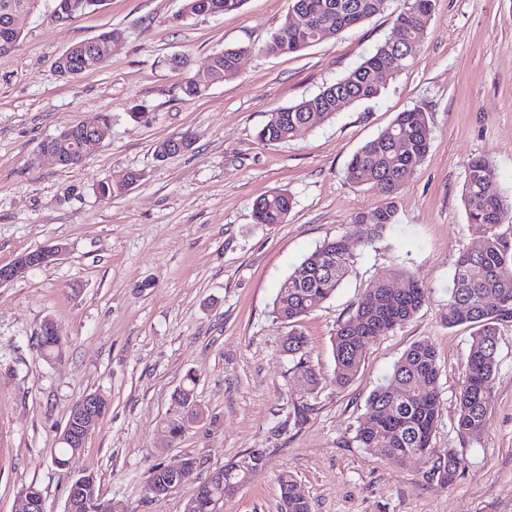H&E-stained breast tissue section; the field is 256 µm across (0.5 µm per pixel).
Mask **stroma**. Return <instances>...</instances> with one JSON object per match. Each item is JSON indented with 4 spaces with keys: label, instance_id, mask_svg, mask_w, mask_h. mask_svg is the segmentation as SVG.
<instances>
[{
    "label": "stroma",
    "instance_id": "1",
    "mask_svg": "<svg viewBox=\"0 0 512 512\" xmlns=\"http://www.w3.org/2000/svg\"><path fill=\"white\" fill-rule=\"evenodd\" d=\"M183 0H106L70 24L54 0L18 19L19 47L0 56V265L56 243L54 265L0 286V512H15L38 487L45 512H65L72 479L94 475L100 496L128 512H184L217 468L265 452L222 512H281L291 475L312 512H512V323L501 325L486 431L453 427L472 330L442 311L460 251L479 247L462 202L467 165L485 157L498 190L512 194V0H436L414 64L378 98L351 104L323 126L284 143L260 142L270 112L314 96L393 36L401 0L297 54L262 46L288 0H245L220 15L181 17ZM116 34L102 67L73 78L56 58L71 45ZM244 47L237 77L185 99V57ZM144 105L148 121H133ZM426 112L429 150L395 198L397 222L371 245L350 234L355 214L386 199L345 178L351 156L398 112ZM101 113L112 126L81 164L41 156L44 140ZM191 133L190 150L161 160L158 142ZM143 180L109 199L95 190L118 171ZM284 190L294 206L282 224H259L253 205ZM347 236L355 262L334 296L301 322L321 381L310 388L282 351L287 325L272 314L282 281L324 241ZM413 275L426 301L409 320L373 338L353 382L336 387L337 324L380 274ZM52 320L63 347L36 346ZM431 343L441 370L439 455L465 460L456 480L427 481L421 461L381 459L359 448L370 394L415 342ZM198 378L200 420L176 441L158 427L186 372ZM98 392L110 408L67 468L50 459L70 410ZM195 462L191 481L167 496L145 492L156 466Z\"/></svg>",
    "mask_w": 512,
    "mask_h": 512
}]
</instances>
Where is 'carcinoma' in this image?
<instances>
[{
	"mask_svg": "<svg viewBox=\"0 0 512 512\" xmlns=\"http://www.w3.org/2000/svg\"><path fill=\"white\" fill-rule=\"evenodd\" d=\"M62 8L78 5L76 17L102 5L105 0H54ZM387 0H289V13L273 32L261 51L273 54L301 52L327 36L357 25L380 13ZM244 0H183L184 15H218L240 8ZM435 8L434 0H404V7L394 21V37L379 45L359 66L343 79L301 102L276 109L259 130L263 142H286L302 129H314L344 107L372 100L381 94L378 72L392 74L412 65L418 56ZM301 24H296V19ZM82 53L77 46L71 54L60 55L56 71L71 77L73 55ZM238 49L225 48L212 55L209 71L199 77L186 70L183 94L193 99L212 85L238 74ZM83 135L81 124L63 126L48 146L59 157V165H76L71 145ZM180 146L170 147L171 141ZM165 139L156 146L162 159L189 150L192 135ZM431 127L428 115L419 108L397 113L392 123L375 138L363 144L347 164L348 182L361 186L376 184L386 193V202L372 213L370 222L356 214L352 221L355 235L372 242L389 224L396 223L394 198L414 174L429 149ZM136 170L120 171L99 182L96 193L108 199L125 192L142 180ZM494 172L489 161L475 157L467 166L463 185V203L468 223L481 234L480 246L460 252L449 290L448 304L442 318L450 327L469 324L476 328L463 366L457 396L454 428L464 437L480 435L488 425L492 405L493 381L498 366L499 326L512 322V244L497 234L501 224L512 223V195L493 189ZM293 207L286 191H277L257 199L253 206L258 224H283ZM354 262L346 237L327 240L307 256L281 283L273 302L274 317L288 325L282 350L296 359L295 369L311 389L320 378L308 359L309 338L297 329L298 322L329 300L340 287ZM391 276H378L357 300L347 319L336 326L333 354L338 387L348 385L357 374L371 339L391 331L409 320L425 302V289L414 278L404 280V288L392 293ZM38 350L45 359L60 355L62 343L57 336L43 331ZM440 369L432 344L414 343L394 365L387 383L369 396L366 412L359 421L356 442L369 453L388 459H418L426 466L428 481L445 486L454 481L463 466L455 452L441 458L431 448L435 424L441 416L438 381ZM196 375L189 371L181 386L180 398L174 400L170 418L162 422L161 433L176 440L185 431L186 408L195 399ZM81 452L70 442L53 449L52 462L61 468L73 454ZM265 453L253 449L224 464L223 476L212 481L211 499L215 502L232 496L249 475L264 463ZM281 512H311L310 502L292 476L281 480Z\"/></svg>",
	"mask_w": 512,
	"mask_h": 512,
	"instance_id": "carcinoma-1",
	"label": "carcinoma"
}]
</instances>
